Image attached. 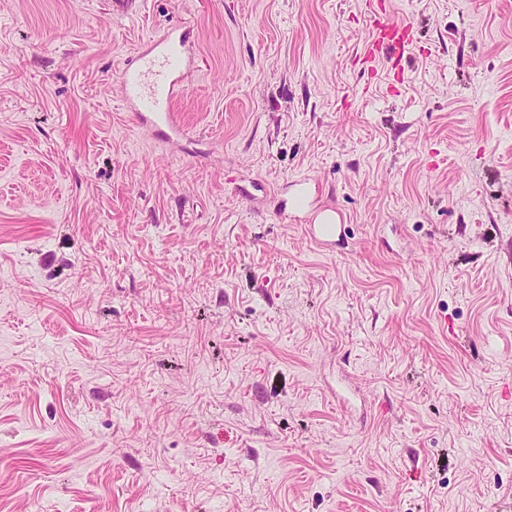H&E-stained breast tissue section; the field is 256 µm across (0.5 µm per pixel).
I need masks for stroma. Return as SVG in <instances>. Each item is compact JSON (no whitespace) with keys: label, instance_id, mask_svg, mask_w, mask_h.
<instances>
[{"label":"stroma","instance_id":"stroma-1","mask_svg":"<svg viewBox=\"0 0 512 512\" xmlns=\"http://www.w3.org/2000/svg\"><path fill=\"white\" fill-rule=\"evenodd\" d=\"M142 2L0 0V512H512V0H389L400 83L362 0ZM382 0H364V9L376 15L377 6L382 11L379 20L366 42L363 63L371 75H378L377 66L386 64L400 78L404 74L402 61L410 52L415 40L412 25L382 8ZM378 2V4H377ZM384 11V12H383ZM189 26L172 27L142 43L119 69L124 101L137 126L170 144L182 142L186 129L173 105L186 74L198 67ZM291 184L301 188L298 207L311 198L303 216L309 236L321 251L336 252V210L324 204L319 183L310 176H302L291 181Z\"/></svg>","mask_w":512,"mask_h":512}]
</instances>
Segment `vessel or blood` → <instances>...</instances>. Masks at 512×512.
I'll list each match as a JSON object with an SVG mask.
<instances>
[{
    "mask_svg": "<svg viewBox=\"0 0 512 512\" xmlns=\"http://www.w3.org/2000/svg\"><path fill=\"white\" fill-rule=\"evenodd\" d=\"M377 2L363 0L365 10L378 12ZM381 15L366 42L363 63L371 73L384 64L396 75H403L402 61L410 52L415 33L411 24L392 12ZM197 67L191 32L184 25L148 39L133 57L124 60L119 69L124 101L140 129L171 145L182 142L186 130L173 105L186 74ZM294 184L301 189V200L309 204L304 215L309 236L321 251L335 252V209L325 205L323 191L314 178L302 176Z\"/></svg>",
    "mask_w": 512,
    "mask_h": 512,
    "instance_id": "obj_1",
    "label": "vessel or blood"
}]
</instances>
